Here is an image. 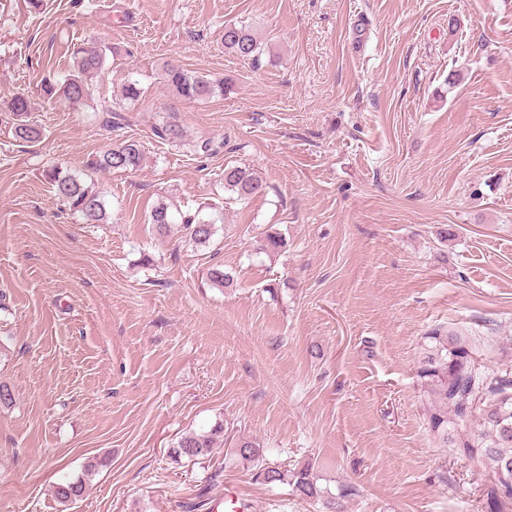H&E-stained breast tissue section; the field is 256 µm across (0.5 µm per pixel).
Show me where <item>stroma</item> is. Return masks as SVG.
<instances>
[{
	"mask_svg": "<svg viewBox=\"0 0 512 512\" xmlns=\"http://www.w3.org/2000/svg\"><path fill=\"white\" fill-rule=\"evenodd\" d=\"M240 21L258 62L220 44ZM94 44L112 48L96 96L131 72L144 89L119 131L35 93ZM168 63L223 94H172ZM21 92L35 143L10 132ZM202 136L219 152L191 153ZM124 139L143 166L96 170ZM228 166L264 193L229 200ZM50 168L92 178L107 222L62 206ZM163 196L223 213L209 247L152 232ZM275 232L286 248L259 250ZM441 324L475 335L480 371L512 370V0H0V512H207L199 493L228 486L255 512H324L226 448L171 458L219 420L269 465L354 486L342 512H512L428 428L417 368ZM67 478L86 489L63 504Z\"/></svg>",
	"mask_w": 512,
	"mask_h": 512,
	"instance_id": "stroma-1",
	"label": "stroma"
}]
</instances>
